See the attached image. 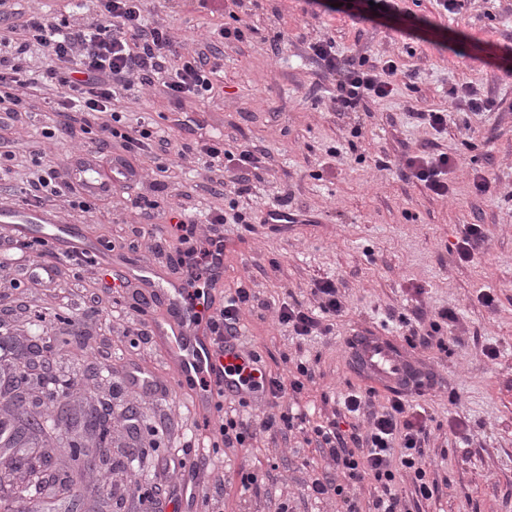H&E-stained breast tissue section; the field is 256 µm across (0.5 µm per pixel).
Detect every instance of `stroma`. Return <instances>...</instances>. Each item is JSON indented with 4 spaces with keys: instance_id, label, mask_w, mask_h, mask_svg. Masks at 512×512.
<instances>
[{
    "instance_id": "stroma-1",
    "label": "stroma",
    "mask_w": 512,
    "mask_h": 512,
    "mask_svg": "<svg viewBox=\"0 0 512 512\" xmlns=\"http://www.w3.org/2000/svg\"><path fill=\"white\" fill-rule=\"evenodd\" d=\"M392 11L368 0H145L152 26L167 28L178 52L214 37L219 51L218 97L168 100L162 86L136 87L113 102L127 126L141 118L171 141L167 172L151 171L149 154L139 162L148 174L90 199L89 209L69 197L45 202L61 223L75 225L87 240H111L117 255L143 259L155 269V283L175 277L178 268L156 255L148 230L154 224L202 225L215 209L245 213L244 224H224L223 293L252 288L254 305L243 315L245 349L256 351L273 376L292 379L304 362L312 378L285 406H299L316 425L338 419L342 431L368 430L367 416L342 414L348 391H370L368 409L385 411L390 391L374 385L351 363L352 337L380 333L393 337L422 368L426 382L407 401L427 411L424 446L436 487L432 499L418 498L411 480L401 484L409 512H512V0H470L452 15L437 0H394ZM22 15L0 20L9 47L0 57L33 74L49 65L43 49L29 43V16L54 12L70 16L68 0H22ZM237 28L239 42L218 38L220 28ZM328 39L340 59L369 56L395 60L393 97L367 102L355 112L330 106L336 82L312 57L310 44ZM28 41L23 54L14 42ZM29 114L12 118L4 130L13 154L10 174L0 177V205H17L35 168L33 157L62 176L71 158L89 149L97 170L113 160H130L119 141L97 147L90 135L75 140L46 138L54 112L47 108L58 89L39 83L20 89ZM492 100L490 111L467 117V97ZM444 111L442 131L417 123L410 110ZM223 134L235 144L264 153L265 163L247 191L233 177L214 192L196 146ZM446 152L457 159L448 174L449 192L438 196L405 179L407 157ZM487 180L489 192L475 188ZM303 215L288 231L266 224L268 210ZM483 225L487 244L472 261H460L455 245L464 225ZM7 233H0V334L25 345L35 336L61 329L80 332L77 345L53 359L57 378L72 389L62 403L73 418L70 429L45 431L36 447L55 452L60 474H74L76 497L59 486L63 512L73 503L96 506L100 493L85 472H74L71 441L95 448L97 440L82 419L92 406L109 404L115 416L135 409L158 429H111L112 455L103 464L112 478V512H129L125 484L128 458L138 461L144 487L159 486L167 458L190 460L212 429L195 404L191 389L178 387L163 345L135 331L141 314L133 291L108 292L98 281L107 266L59 264L54 283L29 279L38 254L15 260ZM333 280L346 311L308 337L293 336L278 324L283 301L317 307L316 282ZM495 295V308L479 300ZM452 311L431 344L410 347L406 322L430 324L439 311ZM495 348L496 358L486 348ZM151 372L154 394L129 400L122 390L128 364ZM212 467L200 479L207 492L206 512H339L340 500L317 499L316 478H340V471L317 449L310 432H258L248 451L214 448ZM256 484L241 492L242 472ZM170 474L159 486V501L170 512Z\"/></svg>"
}]
</instances>
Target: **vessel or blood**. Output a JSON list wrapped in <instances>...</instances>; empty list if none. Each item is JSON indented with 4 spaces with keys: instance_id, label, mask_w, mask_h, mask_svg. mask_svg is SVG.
<instances>
[{
    "instance_id": "vessel-or-blood-1",
    "label": "vessel or blood",
    "mask_w": 512,
    "mask_h": 512,
    "mask_svg": "<svg viewBox=\"0 0 512 512\" xmlns=\"http://www.w3.org/2000/svg\"><path fill=\"white\" fill-rule=\"evenodd\" d=\"M74 176L88 195L111 190V179L95 175L90 161L73 156ZM0 228L13 233L20 241H47L56 249L86 259L111 263L112 255L101 244L86 241L70 224L58 223L44 209L0 206ZM224 274V256L215 254L205 287H198L193 270L170 279L159 290L166 307L165 315L147 314V325L159 338L180 384L197 388L199 406L213 409L216 396H242L243 391L227 366L237 363L242 355L239 346L228 343L217 348L206 317L214 304L212 291L220 287ZM351 358L358 368L376 384L397 392H411L420 371L415 362L396 348L387 337L355 336L349 345ZM199 469H185L181 475V495L186 505L202 508L205 491L199 480Z\"/></svg>"
}]
</instances>
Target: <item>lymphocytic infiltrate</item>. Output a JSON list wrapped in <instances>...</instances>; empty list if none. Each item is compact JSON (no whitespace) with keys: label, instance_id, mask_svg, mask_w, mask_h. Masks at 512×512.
I'll list each match as a JSON object with an SVG mask.
<instances>
[{"label":"lymphocytic infiltrate","instance_id":"f902f5d3","mask_svg":"<svg viewBox=\"0 0 512 512\" xmlns=\"http://www.w3.org/2000/svg\"><path fill=\"white\" fill-rule=\"evenodd\" d=\"M142 7L143 0H95V17L83 19L74 28L46 16L31 17L32 38L46 50L51 61L47 77L61 89L54 105L55 112L62 118L56 128L58 134L72 135L77 116L105 113L109 116L108 121L97 126L101 137L123 141L130 152L143 150L146 141L151 140L159 153L166 155L170 152L168 141L155 140L150 124H143L135 137L124 130L119 114L112 110L114 85H122L128 90L137 84L150 86L158 82L169 99L178 104L190 96L214 97V70L204 48H195L180 56L178 63H171L169 31L159 27L146 28ZM312 51L336 76V95L332 100L336 111H353L368 101L392 95L391 77L397 70L394 61L379 65L362 57L342 62L338 60L332 42L327 40L313 44ZM199 153L209 171H220L225 164H232L237 171L235 182L243 187L263 164L261 153L250 149H226L220 137L202 140ZM455 164V158L445 152L415 155L406 159L403 176L444 196L448 193V172ZM226 221L223 211L213 212L209 232L203 236L198 235L192 224L177 223L167 227V236L178 242V264H190L198 276H205L213 255V235ZM315 293L320 297L318 310H309L297 302L282 303L277 310L279 324L291 329L294 335L310 336L319 331L323 319L342 316L346 305L335 282L327 280L317 284ZM253 300L251 290L241 286L225 295L223 303L210 312L207 322L216 343L240 339L241 316ZM297 371L298 378L288 381L247 363L230 367L231 374L243 387L257 393L272 406L279 405L288 393L300 392L305 378L312 375L304 363L298 364ZM216 415L222 444L241 449L249 447L257 429L288 431L306 420L305 414L287 411L266 417L258 424L251 417L232 416L221 409ZM313 433L318 448L335 462L348 481L374 480L377 496L373 512H408L398 492L397 477L402 472L410 475L418 496L426 500L432 498L434 491L427 477L423 446L427 435L425 413L401 397L392 398L387 410L372 419L365 440L356 448H348L345 435L336 422L315 426Z\"/></svg>","mask_w":512,"mask_h":512}]
</instances>
